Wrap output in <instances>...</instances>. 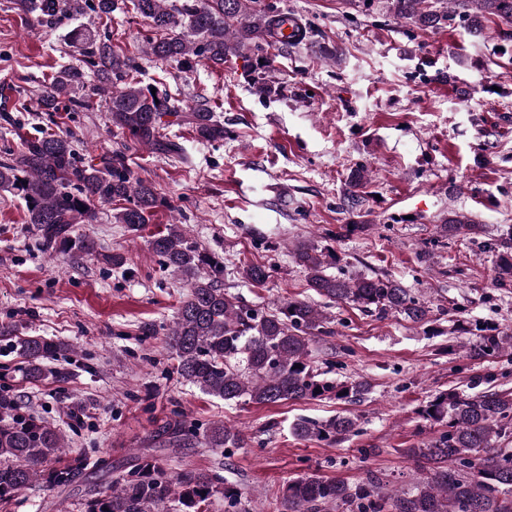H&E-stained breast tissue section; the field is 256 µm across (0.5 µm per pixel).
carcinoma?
I'll return each mask as SVG.
<instances>
[{
    "label": "carcinoma",
    "mask_w": 512,
    "mask_h": 512,
    "mask_svg": "<svg viewBox=\"0 0 512 512\" xmlns=\"http://www.w3.org/2000/svg\"><path fill=\"white\" fill-rule=\"evenodd\" d=\"M132 10L155 32L147 53L165 61L187 64L205 57L215 65L241 54L282 29L285 19L261 12L256 0H130ZM454 7L439 10L427 0H394L398 19L423 26L458 21L479 32L483 23L512 24V0H450ZM16 9L32 25L52 24L63 15L77 22L68 33L71 47L102 82L112 87L108 111L112 124L136 142L183 158L178 144L160 134L166 116H184L201 141L224 138V125L199 105L184 114L166 92H151L136 84L119 88L133 69L131 59L112 48L106 35L93 32L80 19L88 12L108 18L115 0H15ZM84 73L63 68L53 76L49 91L38 100L42 112L72 111L84 101L64 100L82 84ZM0 189L25 202L26 223L41 232L51 255L83 259L100 255L97 240L76 231L86 224L97 205L124 201L113 214L115 222L136 230L151 215L169 206L152 185L135 179L121 155L83 161L76 156L68 133H43L21 141V148L0 161ZM452 237L478 234L479 225L457 219L444 225ZM163 265L186 281L189 291L176 311L167 347L176 372L203 394L226 403L270 405L283 400L336 399L359 402L371 391L363 379L335 382L323 377L311 360L312 341L328 330L322 310L304 300L289 298L274 312L246 305L224 289V261L202 249L177 224L158 232L151 241ZM499 279L512 278V237L502 243ZM307 285L329 300L380 314L399 313L422 320L429 308L389 277L340 278L327 273L325 250L301 246L295 252ZM32 378L45 373V361L64 350V344L29 337L19 341ZM512 349V336L487 334L478 352ZM321 392H315V389ZM10 400L0 399V505L43 479L63 486L76 476L81 463L63 469L50 466L66 453L64 436L34 416L12 413ZM442 430L423 446L405 448L417 465L412 487L388 489L379 478L349 484L312 475L299 476L268 501L271 512H512V448L494 443L512 437V390H487L466 395L454 389L437 394L420 410ZM357 419L348 414L326 421L301 420L295 434L304 440H338L354 432ZM171 448L191 444L196 431L177 416L155 430ZM210 448H241L244 437L222 424L203 433ZM222 495L231 508L240 504L231 486H221L215 474L185 471L170 474L146 455L128 475L112 482L107 492H90L84 512H210Z\"/></svg>",
    "instance_id": "obj_1"
}]
</instances>
